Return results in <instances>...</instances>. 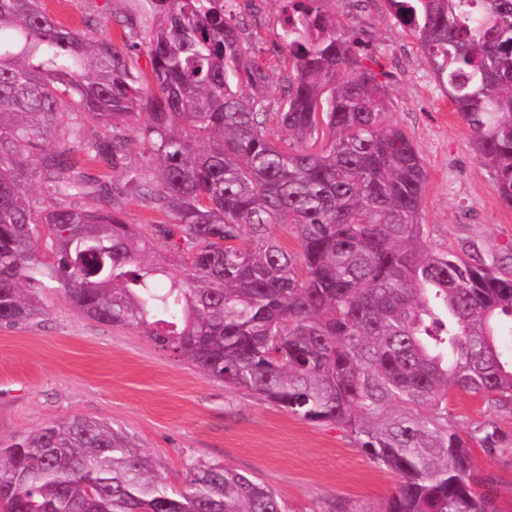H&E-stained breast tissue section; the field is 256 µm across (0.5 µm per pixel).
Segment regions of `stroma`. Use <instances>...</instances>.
<instances>
[{
  "mask_svg": "<svg viewBox=\"0 0 512 512\" xmlns=\"http://www.w3.org/2000/svg\"><path fill=\"white\" fill-rule=\"evenodd\" d=\"M61 23H93V37L123 45L141 24L138 0H42ZM276 43L280 0H230ZM388 96L387 120L412 141L427 174L422 222L429 242L512 270V209L477 157L469 129L437 88L415 39L386 0H329ZM46 313L0 324V444L79 415L125 433L168 485L183 486L189 462L254 474L285 512H384L398 478L377 467L336 426L293 416L224 386L133 330L81 315L63 292L45 289Z\"/></svg>",
  "mask_w": 512,
  "mask_h": 512,
  "instance_id": "35a3bbf8",
  "label": "stroma"
}]
</instances>
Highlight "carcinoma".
Listing matches in <instances>:
<instances>
[{
  "instance_id": "carcinoma-1",
  "label": "carcinoma",
  "mask_w": 512,
  "mask_h": 512,
  "mask_svg": "<svg viewBox=\"0 0 512 512\" xmlns=\"http://www.w3.org/2000/svg\"><path fill=\"white\" fill-rule=\"evenodd\" d=\"M117 48L41 0H0V323L52 282L206 376L350 433L399 478L385 512H500L475 450L512 459L493 416L462 432L449 391L512 405V273L432 247L425 171L385 85L326 0H281L282 83L227 0H143ZM512 208V0H386ZM145 47L151 81L131 52ZM112 128L89 137L85 128ZM133 128L142 163H128ZM119 170L122 182L76 159ZM45 185L49 207L30 200ZM165 220H125L128 197ZM94 197L95 208L63 204ZM285 224L288 250L269 228ZM250 237L244 238V229ZM0 512H284L249 472L191 462L160 481L83 416L0 448Z\"/></svg>"
}]
</instances>
